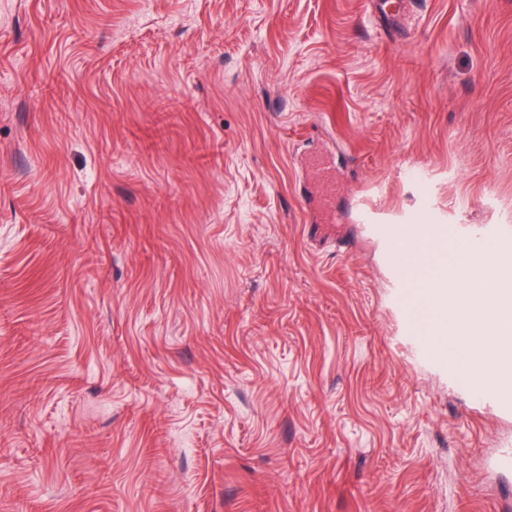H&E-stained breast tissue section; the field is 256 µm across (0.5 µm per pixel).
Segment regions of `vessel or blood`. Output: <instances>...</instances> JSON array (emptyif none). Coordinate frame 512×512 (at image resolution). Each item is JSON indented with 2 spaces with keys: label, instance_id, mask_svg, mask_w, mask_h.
Listing matches in <instances>:
<instances>
[{
  "label": "vessel or blood",
  "instance_id": "obj_1",
  "mask_svg": "<svg viewBox=\"0 0 512 512\" xmlns=\"http://www.w3.org/2000/svg\"><path fill=\"white\" fill-rule=\"evenodd\" d=\"M371 231L389 248L397 301L406 314V332L412 336L419 353L433 360L438 367L446 369L454 383L468 391L475 400L498 412L512 413V390L488 386L484 361L480 353L471 348L470 335L479 314L473 309L463 308V293L457 288L459 280L480 277L487 263H494L500 269L512 266V232L494 227L473 237L466 245L462 268L444 274L440 268L442 250L448 242L447 225L375 224ZM423 275L429 278L430 290L421 294L416 291L414 281ZM425 302L439 303L452 310L453 323L429 325L421 322L419 307ZM451 329L457 333L453 354L435 351L432 335H444Z\"/></svg>",
  "mask_w": 512,
  "mask_h": 512
}]
</instances>
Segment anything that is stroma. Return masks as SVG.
Segmentation results:
<instances>
[{
    "label": "stroma",
    "mask_w": 512,
    "mask_h": 512,
    "mask_svg": "<svg viewBox=\"0 0 512 512\" xmlns=\"http://www.w3.org/2000/svg\"><path fill=\"white\" fill-rule=\"evenodd\" d=\"M362 207L512 229V0H0V512H512Z\"/></svg>",
    "instance_id": "stroma-1"
}]
</instances>
